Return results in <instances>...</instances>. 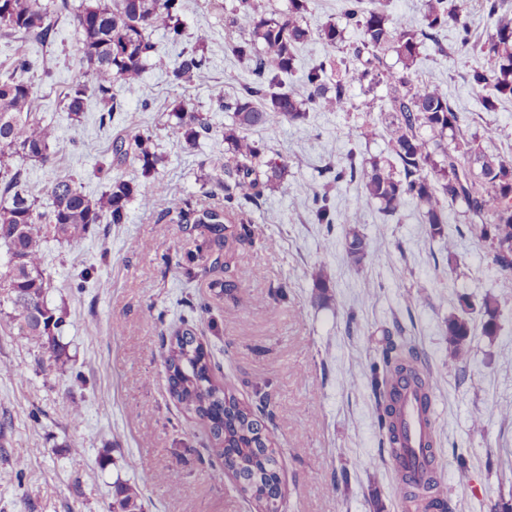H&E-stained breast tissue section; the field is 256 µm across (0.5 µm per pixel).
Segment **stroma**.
<instances>
[{
    "label": "stroma",
    "instance_id": "1",
    "mask_svg": "<svg viewBox=\"0 0 512 512\" xmlns=\"http://www.w3.org/2000/svg\"><path fill=\"white\" fill-rule=\"evenodd\" d=\"M68 2V11L49 15L50 44L0 41V70L25 54L51 73L38 93L40 115L56 129L55 155L47 166L30 167L29 176L46 186L76 176L93 198L118 176L132 182L135 195L125 223L94 224L77 242L44 245L47 301L67 315L66 362L19 335L0 311V512H109L119 480L139 487L144 512H254L232 478L213 479L204 429L167 392L165 344L182 317L202 305L207 311L195 331L220 376L246 400L270 398V430L283 450L282 512H373L377 500L384 512H405L370 386L387 329L415 345L424 371L434 375L442 497L453 512L512 503V417L502 414L512 409V290L499 285L490 243L471 231L463 206L433 237L416 202L388 216L358 183L328 182L329 169L349 156L390 158L380 112L387 87L356 96L346 112L315 109L301 122L249 130L287 173L246 206L251 240L229 239L217 255L200 252L205 228L169 216L170 189L195 196L202 209L224 203L222 183L212 182L208 197L199 188L225 155L233 115L224 104L252 80L248 61L228 48L242 33L224 25L242 10L241 0H183L181 43L152 32L156 61L137 82L113 84L121 108L105 123L97 101L79 123L63 108L69 85L85 77L73 20L82 0ZM201 29L210 35L207 67L169 84L165 65ZM472 63L448 27L438 44H425L417 80L447 88L463 130L485 154L511 158L512 102L479 111L467 80ZM182 100L211 125L191 144L172 114ZM369 126L379 136L360 138ZM138 130L154 136L161 156L147 177L136 164L112 162L113 139ZM323 192L337 218L330 226L315 223L311 211ZM145 194L152 207L142 205ZM352 228L368 249L358 266L344 246ZM267 239L275 248H262ZM318 263L331 273L324 302L310 276ZM242 268L250 273L244 281L236 277ZM420 286L429 296L423 304L409 299ZM489 294L499 299L497 331L474 330L471 361L460 366L448 350V320L459 314L460 297L477 304ZM458 452L466 469L457 466Z\"/></svg>",
    "mask_w": 512,
    "mask_h": 512
}]
</instances>
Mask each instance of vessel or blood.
Instances as JSON below:
<instances>
[{
	"instance_id": "vessel-or-blood-1",
	"label": "vessel or blood",
	"mask_w": 512,
	"mask_h": 512,
	"mask_svg": "<svg viewBox=\"0 0 512 512\" xmlns=\"http://www.w3.org/2000/svg\"><path fill=\"white\" fill-rule=\"evenodd\" d=\"M435 408L431 399L421 397L412 387L401 391L399 430L403 449L393 459L396 472L417 474L432 454L428 446L433 431Z\"/></svg>"
}]
</instances>
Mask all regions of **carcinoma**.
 <instances>
[{
    "label": "carcinoma",
    "instance_id": "obj_1",
    "mask_svg": "<svg viewBox=\"0 0 512 512\" xmlns=\"http://www.w3.org/2000/svg\"><path fill=\"white\" fill-rule=\"evenodd\" d=\"M242 2L243 11L228 17V27L241 30L247 38L229 48L252 63L253 80L227 105L234 118L232 127L224 129L229 161L214 164L224 172V207L200 214L192 198L176 188L171 193L172 211L179 223L206 225L210 238L203 241L205 247L223 246L230 229L238 239L250 237L245 205L256 203L266 187L284 175L287 165L265 159L264 149L243 131L279 119L301 121L314 107L345 112L355 91L366 94L386 80L393 92L383 104L388 113L385 131L397 165L392 167L376 157L358 164L350 157L347 163L329 170L331 181L359 182L366 198L378 203L387 215L397 213L407 200L417 201L433 236L442 235L448 211L465 205L468 223L480 238L491 242L501 287L511 289L512 159L490 157L465 136L447 89L414 80L424 41L442 50L438 34L451 21L461 47L471 52L475 61L469 83L484 91L478 98L479 110L497 112L503 102L512 101V19L502 15L504 0H484L483 8L494 24L483 38L473 37L461 0L452 4L422 0L424 27L418 31L399 25L383 0H344L343 17L346 25L358 31V38L347 44L345 29L334 23L324 25L318 38L331 47L345 45L346 56L337 60L334 68L322 63L309 69L293 89L282 88L281 76L294 70L299 49L311 40L310 30L302 24L309 0H288V12L278 14L248 0ZM181 10L182 0H94L83 4L74 21L81 33L80 62L86 65L89 81H76L68 88L64 108L69 116L79 120L91 96L107 108L99 122L112 115V84L140 78L155 54L150 40L153 31L162 29L172 40L180 39ZM47 15V6L39 0H0V40L48 42L52 26ZM208 41L207 31L197 33L195 46L182 50L177 62L167 69L170 83L180 85L206 67L204 47ZM389 54L402 64L401 71L384 69ZM47 76L48 71L25 55L0 72V192L10 197V203L0 209V242L7 256L21 259L13 265L0 262V306H8L7 316L20 334L48 346L59 359L65 317L46 299L49 274L44 266L41 225L51 226L56 240L70 243L81 239L92 224H123L134 188L131 182L115 177L93 200L72 176L57 179L48 187L27 180L28 164L46 166L53 158L55 130L38 117L35 85ZM173 115L188 141L209 130L187 101L178 103ZM111 152L120 163L129 159L137 163L144 174L155 171L160 162L153 135L147 133L115 137ZM45 194L50 204L43 212ZM313 213L319 224L335 223L325 196L314 197ZM346 251L353 264H362L364 239L356 232L346 236ZM312 276L316 298L327 299V267L316 266ZM460 303L463 314L448 320L446 336L453 358L464 368L471 360L473 322L469 298L462 297ZM498 306L497 297L482 298V332L487 336L496 332ZM164 364L170 397L205 430L206 448L219 463L213 474L224 475L225 462H232L235 476L243 478L239 493L260 509L282 496L281 450L268 427L271 415L265 398L246 401L226 386L189 328L170 337ZM398 381L413 383L425 396L430 392L420 352L402 338H391L380 364L373 367L371 387L378 405V427L385 433L392 455L399 450ZM429 466L424 481L402 479L407 512L450 510L449 503L438 497L435 459L429 460ZM110 512H142L138 489L128 483L115 484Z\"/></svg>",
    "mask_w": 512,
    "mask_h": 512
}]
</instances>
